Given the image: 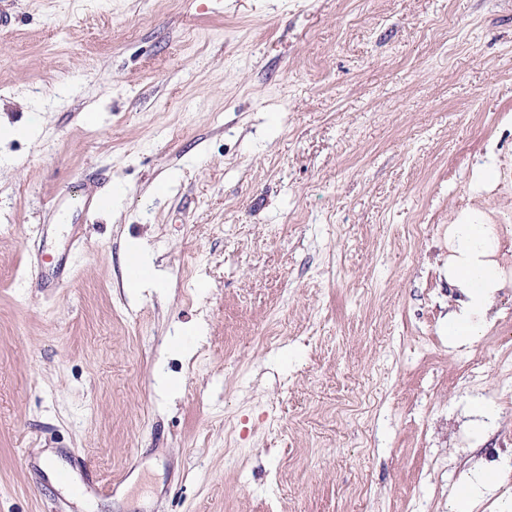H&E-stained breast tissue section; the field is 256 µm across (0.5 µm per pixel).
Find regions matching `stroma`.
<instances>
[{
    "mask_svg": "<svg viewBox=\"0 0 512 512\" xmlns=\"http://www.w3.org/2000/svg\"><path fill=\"white\" fill-rule=\"evenodd\" d=\"M1 4L0 512H450L512 458V296L448 336L512 0Z\"/></svg>",
    "mask_w": 512,
    "mask_h": 512,
    "instance_id": "stroma-1",
    "label": "stroma"
}]
</instances>
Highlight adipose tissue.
<instances>
[{"label": "adipose tissue", "mask_w": 512, "mask_h": 512, "mask_svg": "<svg viewBox=\"0 0 512 512\" xmlns=\"http://www.w3.org/2000/svg\"><path fill=\"white\" fill-rule=\"evenodd\" d=\"M484 237L485 229L480 224H462L457 229V245L462 261L456 275L467 290L468 302L466 309L452 315L448 322V335L453 339H469L477 335L479 326L470 319L469 311L485 306L488 290L496 282L493 269L481 259Z\"/></svg>", "instance_id": "ef3b65f1"}]
</instances>
